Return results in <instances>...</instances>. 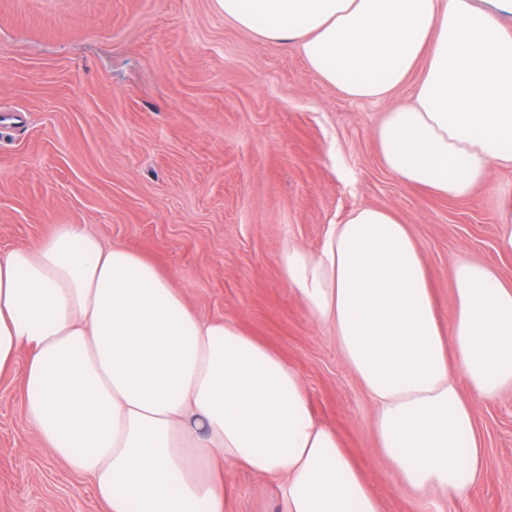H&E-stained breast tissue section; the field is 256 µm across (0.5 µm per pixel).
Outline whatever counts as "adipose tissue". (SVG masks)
Here are the masks:
<instances>
[{
    "instance_id": "ef3b65f1",
    "label": "adipose tissue",
    "mask_w": 512,
    "mask_h": 512,
    "mask_svg": "<svg viewBox=\"0 0 512 512\" xmlns=\"http://www.w3.org/2000/svg\"><path fill=\"white\" fill-rule=\"evenodd\" d=\"M217 2L245 31L298 41L355 99L388 98L425 61L375 130L400 181L460 199L512 168V35L471 0ZM278 265L371 400L382 459L417 494L462 496L485 459L458 381L485 400L512 389V284L457 266L442 326L416 236L380 207L327 224L318 250L288 243ZM21 354L28 422L104 512H225L238 468L276 479L281 512H382L295 368L78 225L0 252V372Z\"/></svg>"
}]
</instances>
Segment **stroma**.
I'll return each instance as SVG.
<instances>
[{
    "label": "stroma",
    "mask_w": 512,
    "mask_h": 512,
    "mask_svg": "<svg viewBox=\"0 0 512 512\" xmlns=\"http://www.w3.org/2000/svg\"><path fill=\"white\" fill-rule=\"evenodd\" d=\"M412 92L348 97L297 41L238 28L216 0H0V252L81 224L140 253L201 316L237 323L299 372L314 416L336 428L384 512H436L382 461L335 336L277 264L287 242L316 249L330 221L375 206L415 233L442 322L458 263L512 283L500 246L511 169L448 199L385 167L375 128ZM20 377H0V512H103L41 445ZM473 401L486 471L446 512H512V392ZM228 483V512H279L275 480L237 471Z\"/></svg>",
    "instance_id": "stroma-1"
}]
</instances>
